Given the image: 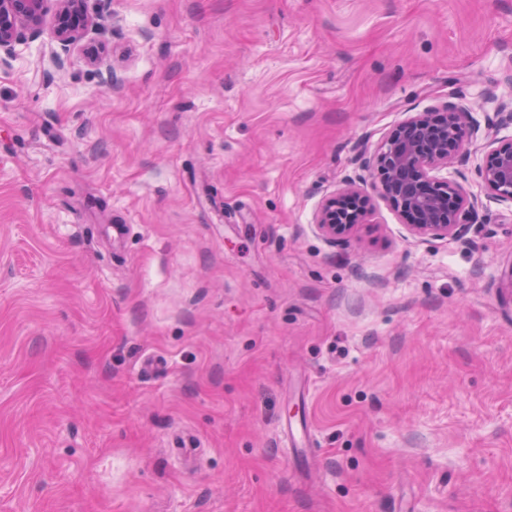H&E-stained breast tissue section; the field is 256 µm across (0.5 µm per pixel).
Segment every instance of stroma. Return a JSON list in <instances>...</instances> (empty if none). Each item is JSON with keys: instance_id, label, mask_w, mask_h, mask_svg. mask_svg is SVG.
Here are the masks:
<instances>
[{"instance_id": "1", "label": "stroma", "mask_w": 512, "mask_h": 512, "mask_svg": "<svg viewBox=\"0 0 512 512\" xmlns=\"http://www.w3.org/2000/svg\"><path fill=\"white\" fill-rule=\"evenodd\" d=\"M86 7L0 66V512H512V206L313 226L412 113L488 133L512 0Z\"/></svg>"}]
</instances>
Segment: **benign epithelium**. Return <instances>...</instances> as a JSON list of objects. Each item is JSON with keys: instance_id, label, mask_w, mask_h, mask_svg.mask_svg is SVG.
I'll use <instances>...</instances> for the list:
<instances>
[{"instance_id": "1", "label": "benign epithelium", "mask_w": 512, "mask_h": 512, "mask_svg": "<svg viewBox=\"0 0 512 512\" xmlns=\"http://www.w3.org/2000/svg\"><path fill=\"white\" fill-rule=\"evenodd\" d=\"M87 0H0V64L15 57L26 38L48 32L63 46L77 44L97 28ZM479 126L466 105L448 101L415 112L393 129L371 154L360 153L358 168L379 175L365 188L362 175L347 176L337 193L324 199L315 217L316 231L332 244H343L371 211L373 195L389 201L408 219V231L425 241L453 239L466 246L481 206L460 167ZM483 158L474 166L476 180L503 203L512 204V138L485 136Z\"/></svg>"}]
</instances>
